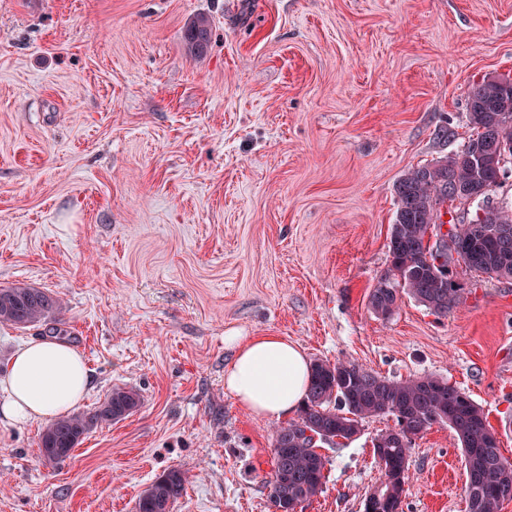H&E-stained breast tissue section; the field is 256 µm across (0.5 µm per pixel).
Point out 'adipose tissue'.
Returning <instances> with one entry per match:
<instances>
[{
    "instance_id": "ef3b65f1",
    "label": "adipose tissue",
    "mask_w": 512,
    "mask_h": 512,
    "mask_svg": "<svg viewBox=\"0 0 512 512\" xmlns=\"http://www.w3.org/2000/svg\"><path fill=\"white\" fill-rule=\"evenodd\" d=\"M224 387L251 415L285 418L307 393L311 363L303 350L274 336H233ZM90 379L82 354L60 340L36 339L14 355L0 375V416L14 422L48 420L81 403Z\"/></svg>"
}]
</instances>
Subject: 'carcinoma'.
<instances>
[{"label":"carcinoma","mask_w":512,"mask_h":512,"mask_svg":"<svg viewBox=\"0 0 512 512\" xmlns=\"http://www.w3.org/2000/svg\"><path fill=\"white\" fill-rule=\"evenodd\" d=\"M185 38L195 56L203 57L211 30L207 20L197 19ZM469 114L476 118L475 133L457 152L461 160L446 168L430 164L409 170L395 187L397 208L391 224V267L382 275L369 297L374 312L394 311L400 292L436 313H446L459 300L462 289L439 280L423 258L427 227L436 223L435 205L453 200L465 186L498 185L505 175L497 155L505 140H512V86L481 83L467 94ZM479 149L484 165L472 163ZM476 205L485 223L507 228L493 237L482 236L479 224H463L457 234L464 249L462 262L471 270L497 279L512 278V207H501L490 192L463 197ZM62 304L45 291L27 285L0 288V322L19 327L54 321ZM133 389L114 388L103 406L87 418L81 414L61 417L48 424L39 438L40 456L49 461L70 457L94 424H109L126 418L139 405ZM376 416H391L396 426L415 436L435 425L448 426L457 437L465 458L468 512H501L512 501V462L500 452L495 431L482 409L468 395L442 378L425 376L392 381L349 362L318 361L312 365L308 393L298 419L272 432L273 476L271 501L284 509L307 501L323 485L325 457L316 450L347 432L349 425ZM312 435H305V430ZM383 470V492L365 504L364 512H402L404 485L408 479L410 448L394 445L373 447ZM187 477L178 468L165 471L135 503V512H163L185 492Z\"/></svg>","instance_id":"carcinoma-1"}]
</instances>
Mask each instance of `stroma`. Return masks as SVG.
<instances>
[{"label":"stroma","instance_id":"1","mask_svg":"<svg viewBox=\"0 0 512 512\" xmlns=\"http://www.w3.org/2000/svg\"><path fill=\"white\" fill-rule=\"evenodd\" d=\"M206 17L204 58L184 42ZM512 74V0H0V288L59 298L52 324L0 323V373L37 338L85 357L89 416H129L48 463L43 422L0 418V512H135L168 468L172 512H273L275 418L224 389L228 336L391 380L433 375L482 408L512 460V280L457 264L438 316L369 294L390 266L395 185L459 152L468 90ZM392 417L321 444L298 512H364ZM403 512H467L463 451L415 437ZM187 477L178 468L165 471L147 489H144L135 503V512H165L164 505L170 507L183 496Z\"/></svg>","mask_w":512,"mask_h":512}]
</instances>
